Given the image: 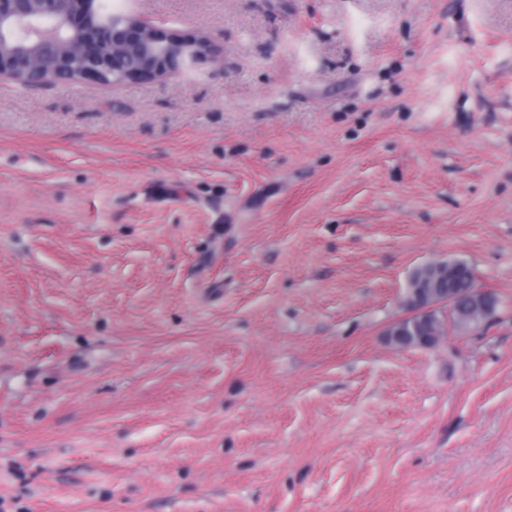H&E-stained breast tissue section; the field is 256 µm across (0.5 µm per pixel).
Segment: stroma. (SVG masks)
<instances>
[{
    "instance_id": "35a3bbf8",
    "label": "stroma",
    "mask_w": 512,
    "mask_h": 512,
    "mask_svg": "<svg viewBox=\"0 0 512 512\" xmlns=\"http://www.w3.org/2000/svg\"><path fill=\"white\" fill-rule=\"evenodd\" d=\"M118 4L213 53L0 78V512H512V0ZM424 267L427 269L425 277L422 279L420 284L415 288H433V293L429 294L428 292L425 293V301L429 305H426L424 307L420 306V299L419 296L416 295L414 300H411L410 303L417 307L416 310L412 312V315L415 314H422L429 312L434 305L432 303L437 301V293H441L443 288H438L439 285L444 281L445 277L449 278L450 273L453 271V268L448 267L446 268L443 264L438 265L437 263L432 264H426ZM421 268H418L414 271V273L411 276L410 284L407 292V297H413V292L415 288H411L413 279L419 274V270ZM473 285L471 268L466 263H461L458 273L454 277L448 291L449 297H455L450 303L442 305L428 316H409L398 321L392 328L390 338L401 346H433L441 336L448 332V319L442 314V309L448 308V317L453 325L456 324L459 315L470 314L466 307L467 289Z\"/></svg>"
}]
</instances>
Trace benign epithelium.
<instances>
[{"mask_svg": "<svg viewBox=\"0 0 512 512\" xmlns=\"http://www.w3.org/2000/svg\"><path fill=\"white\" fill-rule=\"evenodd\" d=\"M213 53L203 37L148 25L129 14L100 13L97 0H0V76L26 85L47 81L99 85L153 80ZM421 288H437L451 267L425 265ZM485 315L498 303L475 287Z\"/></svg>", "mask_w": 512, "mask_h": 512, "instance_id": "1", "label": "benign epithelium"}]
</instances>
